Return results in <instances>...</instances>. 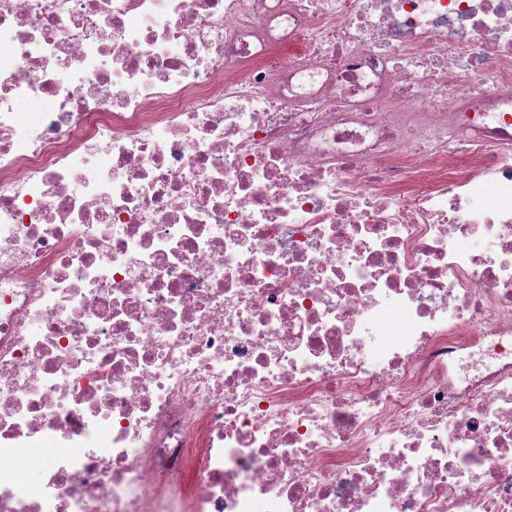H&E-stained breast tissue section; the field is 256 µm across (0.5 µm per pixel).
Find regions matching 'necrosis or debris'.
<instances>
[{
    "instance_id": "4bbe7bcc",
    "label": "necrosis or debris",
    "mask_w": 512,
    "mask_h": 512,
    "mask_svg": "<svg viewBox=\"0 0 512 512\" xmlns=\"http://www.w3.org/2000/svg\"><path fill=\"white\" fill-rule=\"evenodd\" d=\"M0 512H512V0H0Z\"/></svg>"
}]
</instances>
